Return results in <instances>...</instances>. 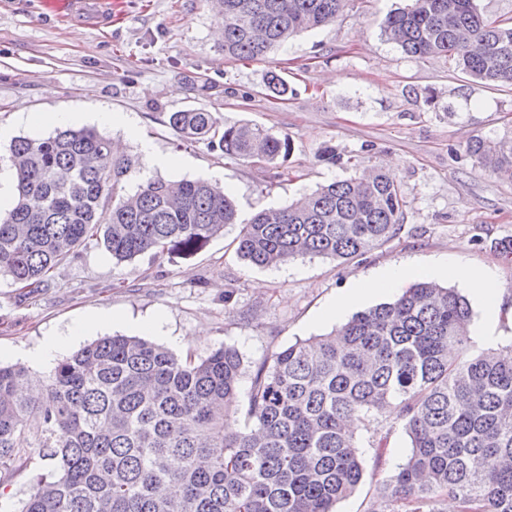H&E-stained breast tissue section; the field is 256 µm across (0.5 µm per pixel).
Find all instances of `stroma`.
Wrapping results in <instances>:
<instances>
[{"label": "stroma", "mask_w": 512, "mask_h": 512, "mask_svg": "<svg viewBox=\"0 0 512 512\" xmlns=\"http://www.w3.org/2000/svg\"><path fill=\"white\" fill-rule=\"evenodd\" d=\"M409 0H350L334 24L306 30L272 49L265 60L242 63L224 55L220 20L208 0H118L106 18L79 11L59 17L40 0H0V173L15 139L30 136L16 121L31 112H122L132 131L107 137L136 166L125 193L142 184V171L167 180L206 179L226 187L239 220L287 206L317 186L382 166L405 193L404 222L390 241L348 263L300 257L247 267L230 246L227 226L190 257L148 253L118 264L100 240L89 239L53 273L51 286L24 297L0 277V365L45 375L31 351L52 333L87 323L66 345L69 356L115 334L145 336L159 317L175 350L207 356L235 346L253 371L274 352L331 332L324 309L354 281L411 258L452 267L484 266L498 281L504 304L480 348L512 347V182L485 171L465 150L476 136L512 133V91L449 71L441 57L406 55L383 36L385 17ZM278 68L289 94L266 96L269 70ZM204 110L225 123L247 120L288 135L285 167L255 166L224 156L205 142L190 143L167 116ZM342 158L322 162L324 147ZM113 320H104V313ZM363 465L357 490L335 512H410L379 493L410 453L401 422L369 417L356 432Z\"/></svg>", "instance_id": "stroma-1"}]
</instances>
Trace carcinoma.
Listing matches in <instances>:
<instances>
[{
    "label": "carcinoma",
    "mask_w": 512,
    "mask_h": 512,
    "mask_svg": "<svg viewBox=\"0 0 512 512\" xmlns=\"http://www.w3.org/2000/svg\"><path fill=\"white\" fill-rule=\"evenodd\" d=\"M224 55L261 61L296 32L335 23L346 0H217ZM387 39L408 56H442L512 90V18L491 21L473 0H413L389 15ZM268 96L288 82L268 72ZM169 125L246 163L281 165L291 142L256 124L180 111ZM467 154L512 181V135L471 139ZM14 205L0 214V276L28 294L90 238L118 263L145 253L192 256L238 225L250 266L298 257L350 262L404 221L393 176L334 181L286 207L238 222L233 200L205 179H151L122 194L133 167L95 130L19 138L9 158ZM473 312L454 288L428 281L359 312L329 334L275 352L250 377L227 345L196 359L136 336H107L30 379L0 366V480L34 471L22 512H333L363 477L352 422L399 420L411 451L380 494L438 512H512V357L470 354ZM180 462L170 465L171 459Z\"/></svg>",
    "instance_id": "1"
}]
</instances>
